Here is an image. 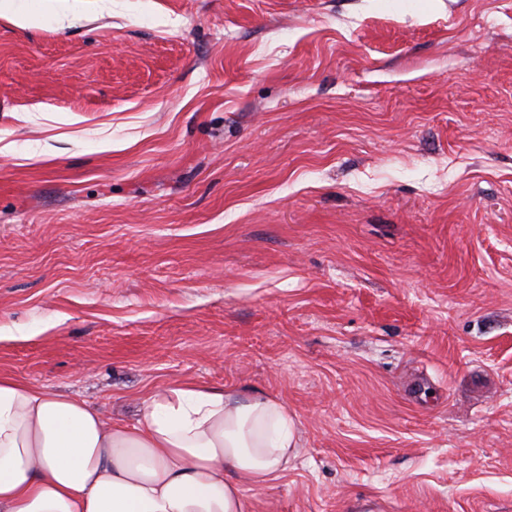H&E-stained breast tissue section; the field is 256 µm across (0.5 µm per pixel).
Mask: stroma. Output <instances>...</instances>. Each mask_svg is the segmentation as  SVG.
Segmentation results:
<instances>
[{
  "label": "stroma",
  "mask_w": 512,
  "mask_h": 512,
  "mask_svg": "<svg viewBox=\"0 0 512 512\" xmlns=\"http://www.w3.org/2000/svg\"><path fill=\"white\" fill-rule=\"evenodd\" d=\"M0 15V371L297 416L248 512H512V0Z\"/></svg>",
  "instance_id": "1"
}]
</instances>
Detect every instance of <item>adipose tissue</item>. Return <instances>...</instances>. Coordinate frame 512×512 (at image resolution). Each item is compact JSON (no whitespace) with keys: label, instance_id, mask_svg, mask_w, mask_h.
<instances>
[{"label":"adipose tissue","instance_id":"1","mask_svg":"<svg viewBox=\"0 0 512 512\" xmlns=\"http://www.w3.org/2000/svg\"><path fill=\"white\" fill-rule=\"evenodd\" d=\"M298 445L277 398L193 382L148 390L133 425L0 372V512H246Z\"/></svg>","mask_w":512,"mask_h":512}]
</instances>
